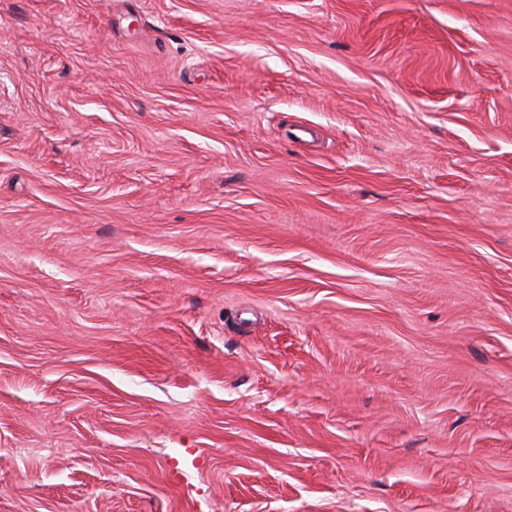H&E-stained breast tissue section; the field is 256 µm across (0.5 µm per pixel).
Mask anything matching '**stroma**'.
<instances>
[{
    "mask_svg": "<svg viewBox=\"0 0 512 512\" xmlns=\"http://www.w3.org/2000/svg\"><path fill=\"white\" fill-rule=\"evenodd\" d=\"M0 512H512V0H0Z\"/></svg>",
    "mask_w": 512,
    "mask_h": 512,
    "instance_id": "stroma-1",
    "label": "stroma"
}]
</instances>
